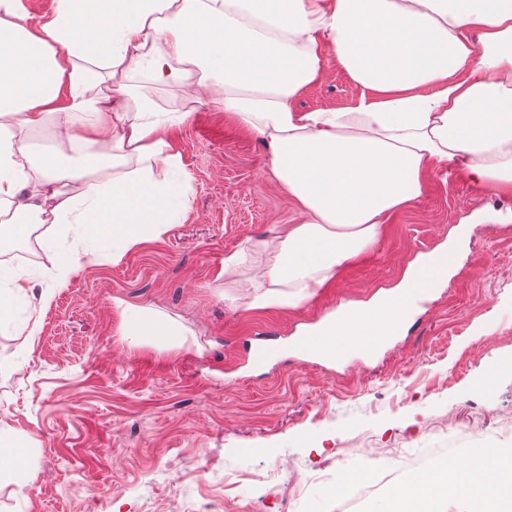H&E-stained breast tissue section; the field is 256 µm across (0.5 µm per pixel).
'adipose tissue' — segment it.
<instances>
[{
    "instance_id": "obj_1",
    "label": "adipose tissue",
    "mask_w": 512,
    "mask_h": 512,
    "mask_svg": "<svg viewBox=\"0 0 512 512\" xmlns=\"http://www.w3.org/2000/svg\"><path fill=\"white\" fill-rule=\"evenodd\" d=\"M333 67L353 104L297 109ZM135 73L219 103L271 146L299 219L225 257L226 281L252 266L254 309L311 299L422 198L430 171L512 193V0H49L38 15L0 0V245L16 224H75L84 255L108 238L118 258L186 219L181 183L155 170L182 168L169 131L188 115L134 98ZM49 124L80 170L33 165L25 135ZM104 169L112 180H87ZM395 298L341 307L322 324L329 353L386 335ZM122 317L135 346L186 341L151 307L123 305ZM448 469L394 486L392 512L452 496L512 512L499 482L452 484Z\"/></svg>"
}]
</instances>
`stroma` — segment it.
I'll use <instances>...</instances> for the list:
<instances>
[{"label":"stroma","mask_w":512,"mask_h":512,"mask_svg":"<svg viewBox=\"0 0 512 512\" xmlns=\"http://www.w3.org/2000/svg\"><path fill=\"white\" fill-rule=\"evenodd\" d=\"M132 88L190 114L176 132L190 214L120 260L80 258L30 342L16 326L52 289L50 254L74 255L78 228L23 227L16 267L34 296L0 324V443L23 448L24 465L0 472V512H241L253 495L266 512H371L435 460L470 479L477 449L512 451V196L431 173L426 194L327 287L296 308L254 310L248 289L225 288L224 259L297 219L267 142L180 86L138 78ZM355 94L335 68L294 103L341 109ZM458 231L457 269L376 354L294 351L324 312L395 286ZM119 299L180 319L193 339L132 346ZM263 336L285 353L258 367L249 350ZM365 432L405 460L350 498L329 495L348 473L344 448Z\"/></svg>","instance_id":"obj_1"}]
</instances>
